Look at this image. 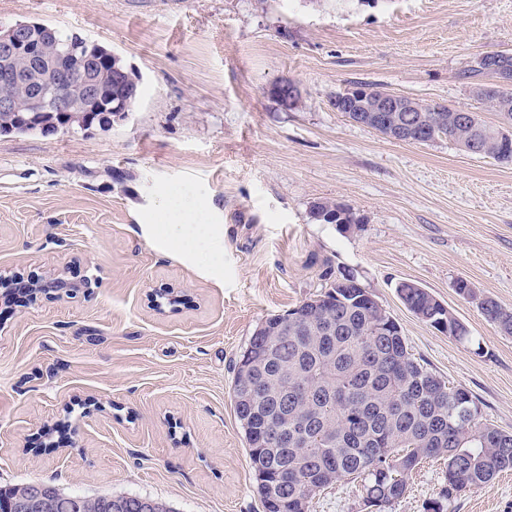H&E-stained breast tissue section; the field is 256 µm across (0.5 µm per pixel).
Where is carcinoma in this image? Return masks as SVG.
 I'll use <instances>...</instances> for the list:
<instances>
[{
	"label": "carcinoma",
	"instance_id": "cac0c4a2",
	"mask_svg": "<svg viewBox=\"0 0 512 512\" xmlns=\"http://www.w3.org/2000/svg\"><path fill=\"white\" fill-rule=\"evenodd\" d=\"M42 53L56 61L60 49L84 54L96 43L45 24L34 29ZM487 74L475 62L461 74L471 88ZM360 84L336 94L335 109L347 105L348 116L364 122L369 92ZM140 95V76L129 67L87 102L84 120L110 129V108L133 105ZM427 140L446 139L459 149L512 162V119L504 124L482 120L464 125L451 108L417 104ZM64 112H0V135H55L67 124ZM337 214L343 224H363L365 217L331 199L312 203L313 220ZM401 302L421 320L436 327L448 318L449 336L469 337L467 326L437 303L430 292L411 281L396 285ZM482 310L503 331L512 333V311L491 300ZM278 332L272 362L261 378L253 406L232 399L244 433L254 478L267 486L261 494L264 512H310L313 494L306 485L327 489L343 478L361 479L364 505L380 510L403 498L406 476L423 460L444 461L445 485L425 512H447L458 495L490 482L512 469V433L483 419L480 401L463 387L450 386L421 365L399 335L397 324L383 314L367 288L345 274L330 289L287 311L273 314L255 330L246 350L267 343V330ZM282 435L272 442L271 435ZM136 495H69L53 484L29 482L0 487V512H142Z\"/></svg>",
	"mask_w": 512,
	"mask_h": 512
}]
</instances>
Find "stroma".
Instances as JSON below:
<instances>
[{"label":"stroma","mask_w":512,"mask_h":512,"mask_svg":"<svg viewBox=\"0 0 512 512\" xmlns=\"http://www.w3.org/2000/svg\"><path fill=\"white\" fill-rule=\"evenodd\" d=\"M41 22L121 55L141 76L129 116L87 134L0 136V274L92 293L0 304V486L140 495L174 512H263L231 399L234 363L262 320L355 275L417 360L470 390L512 433V162L439 140L390 139L331 105L369 84L498 116L460 78L512 53V0H0V25ZM283 81L303 107L270 96ZM187 190L224 227L220 273L141 227L160 191ZM365 222L311 219L319 199ZM477 297L458 295V279ZM411 280L461 320L460 342L421 321ZM444 466L413 471L383 512H424ZM311 512H367L342 479ZM448 512H512V471ZM31 290V295L38 293L51 295L55 298H63L65 295H71L70 288H84L85 292L89 293L92 286L90 279L83 280L78 285L71 286L63 277H55L49 279H28L26 282Z\"/></svg>","instance_id":"stroma-1"}]
</instances>
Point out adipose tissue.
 <instances>
[{"label": "adipose tissue", "instance_id": "ef3b65f1", "mask_svg": "<svg viewBox=\"0 0 512 512\" xmlns=\"http://www.w3.org/2000/svg\"><path fill=\"white\" fill-rule=\"evenodd\" d=\"M151 237L178 249L186 260L220 271L224 233L211 222V209L203 199L182 195L164 197L158 223L148 225Z\"/></svg>", "mask_w": 512, "mask_h": 512}]
</instances>
